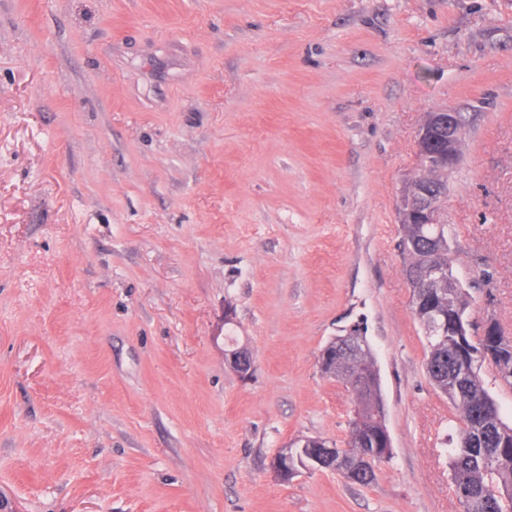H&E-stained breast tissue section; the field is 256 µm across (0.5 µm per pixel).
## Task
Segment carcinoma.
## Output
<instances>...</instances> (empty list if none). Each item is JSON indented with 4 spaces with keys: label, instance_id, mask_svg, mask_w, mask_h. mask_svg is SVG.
Instances as JSON below:
<instances>
[{
    "label": "carcinoma",
    "instance_id": "obj_1",
    "mask_svg": "<svg viewBox=\"0 0 512 512\" xmlns=\"http://www.w3.org/2000/svg\"><path fill=\"white\" fill-rule=\"evenodd\" d=\"M401 247L407 256L405 275L419 296L415 316L427 338L425 368L436 389L455 404L458 415L456 444L450 449L448 467L463 512H512V426H495L494 416L483 410L482 401L491 399L482 378L468 388L456 381L457 353L452 337L442 336V323L448 316V295L464 308L470 305L468 293L455 280L431 284L426 277L430 264L448 265V225L404 224ZM333 379L343 384L361 373L378 376L372 351L361 355L338 354L333 362ZM383 399L381 382L375 391L354 397L356 416L349 422L348 435L360 432L375 437L379 429L374 412ZM392 450L374 447L368 441L363 458L356 465H337L335 471L346 480L369 485L375 479L374 464L389 458Z\"/></svg>",
    "mask_w": 512,
    "mask_h": 512
}]
</instances>
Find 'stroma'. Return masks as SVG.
Masks as SVG:
<instances>
[{"label":"stroma","mask_w":512,"mask_h":512,"mask_svg":"<svg viewBox=\"0 0 512 512\" xmlns=\"http://www.w3.org/2000/svg\"><path fill=\"white\" fill-rule=\"evenodd\" d=\"M437 108L454 272L512 336V0H0V512H463L398 247ZM353 329L392 457L279 481L346 438ZM227 355L229 356V365L239 373L242 380H249L253 377L255 362L247 348H236L229 351ZM332 365L333 379L343 384H349L354 376L361 373L379 377L371 348L357 356L338 353ZM317 439L320 438H309L308 440L312 442L320 441ZM299 441L300 440H295L284 445L271 463V469L273 473L282 481L287 480L289 477H295L302 471H320V469H323L325 462H330L333 459L334 448L332 446H327L323 441L318 442L315 445V448H307L308 445H306V448H295L296 444ZM290 448H294L293 464L297 468L298 464L306 466V464L310 463V455L312 454L313 451H315L316 448H327V450H329V453L323 456H319L316 454L315 458H312V461L316 463L315 466L310 465L307 468L301 467L297 469L292 464Z\"/></svg>","instance_id":"1"}]
</instances>
